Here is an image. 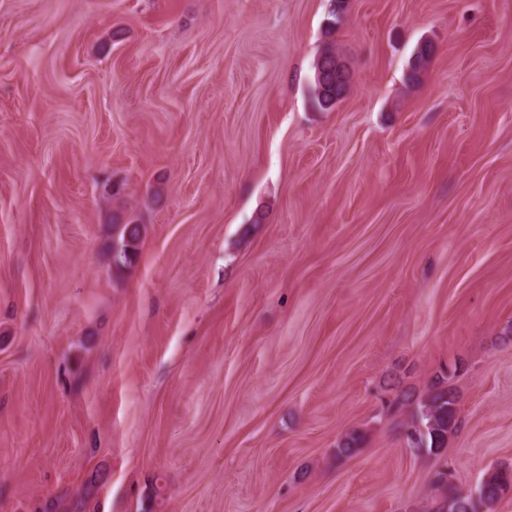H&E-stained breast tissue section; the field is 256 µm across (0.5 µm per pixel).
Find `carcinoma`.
<instances>
[{
	"label": "carcinoma",
	"mask_w": 512,
	"mask_h": 512,
	"mask_svg": "<svg viewBox=\"0 0 512 512\" xmlns=\"http://www.w3.org/2000/svg\"><path fill=\"white\" fill-rule=\"evenodd\" d=\"M431 54V45H419L409 60V81L419 80ZM313 70L312 100L318 107L329 110L350 89L353 72L333 47L317 56ZM112 229V266L116 270L128 269L137 260L145 226L139 223L138 216L118 210L112 214ZM390 392L383 409L388 416H406V446L441 456L448 437L458 429L460 422L459 395L452 383V375L442 371L433 376L421 393L398 387L391 388ZM364 442L365 433L353 429L336 442L333 455L338 461L348 459L357 454ZM448 475V463L445 462L435 472L430 512H492L499 500L512 494V467H495L487 472L476 498L457 488Z\"/></svg>",
	"instance_id": "carcinoma-1"
}]
</instances>
